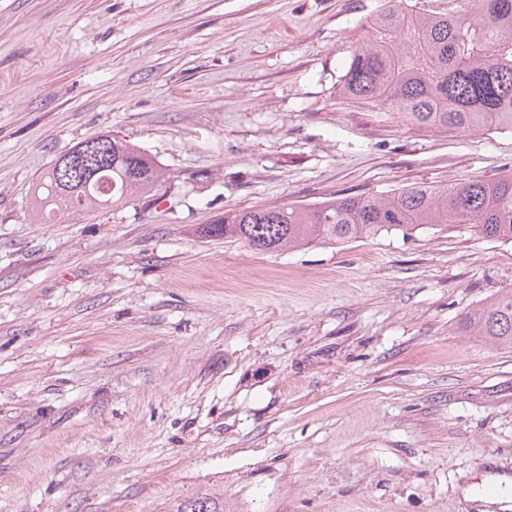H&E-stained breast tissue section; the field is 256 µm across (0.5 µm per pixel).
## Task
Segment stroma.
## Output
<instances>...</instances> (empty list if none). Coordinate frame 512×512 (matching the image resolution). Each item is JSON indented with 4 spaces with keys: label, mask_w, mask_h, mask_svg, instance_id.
Masks as SVG:
<instances>
[{
    "label": "stroma",
    "mask_w": 512,
    "mask_h": 512,
    "mask_svg": "<svg viewBox=\"0 0 512 512\" xmlns=\"http://www.w3.org/2000/svg\"><path fill=\"white\" fill-rule=\"evenodd\" d=\"M387 0H0V512H512V291L470 224L259 252L224 213L512 172L341 92ZM112 134L167 180L39 220ZM460 326L475 336L512 348V291L466 313Z\"/></svg>",
    "instance_id": "stroma-1"
}]
</instances>
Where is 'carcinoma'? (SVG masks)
<instances>
[{
  "instance_id": "1",
  "label": "carcinoma",
  "mask_w": 512,
  "mask_h": 512,
  "mask_svg": "<svg viewBox=\"0 0 512 512\" xmlns=\"http://www.w3.org/2000/svg\"><path fill=\"white\" fill-rule=\"evenodd\" d=\"M469 2L467 14L438 16L389 0L366 25L367 39L346 65L344 95L376 99L412 125L463 133L512 130V0ZM57 167L35 186V212L46 219L123 206L156 190L164 177L137 145L116 138L112 168L102 172L108 195L92 188L74 201L66 185L54 183ZM453 224H473L486 238L512 242V173L444 189L416 185L380 197L342 196L313 207L257 206L227 212L203 233L274 252ZM460 326L512 348V291L466 313Z\"/></svg>"
}]
</instances>
